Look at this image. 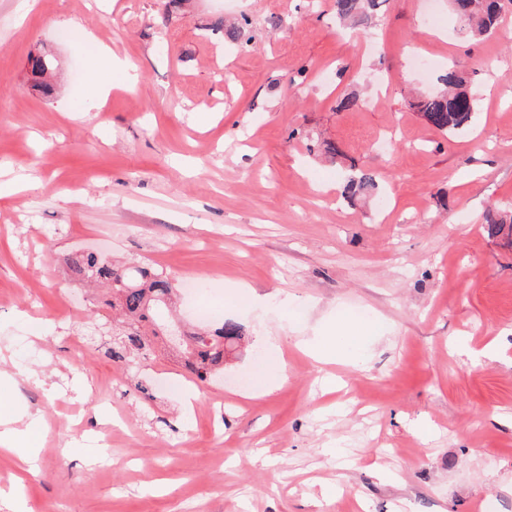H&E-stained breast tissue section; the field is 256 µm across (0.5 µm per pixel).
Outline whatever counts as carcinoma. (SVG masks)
Wrapping results in <instances>:
<instances>
[{
  "mask_svg": "<svg viewBox=\"0 0 512 512\" xmlns=\"http://www.w3.org/2000/svg\"><path fill=\"white\" fill-rule=\"evenodd\" d=\"M449 4L463 30L480 40L496 31L506 6H512V0H449ZM380 6L381 0H333L337 20L364 28ZM439 81L444 85L442 92L413 100L411 108L442 133L469 127L476 112L475 91L453 63L445 68ZM375 187V175L359 171L343 181L341 195L353 201ZM68 261L77 273L108 286L112 290V301L108 305L119 309L126 319L127 326L112 347V360L123 362L132 354L141 360L149 359L150 344L145 336H167L174 327L164 319V310L174 296L168 278L144 266L110 265L93 252L76 254ZM190 335L193 341L184 345L181 353L189 372L203 381L224 369L225 344L240 339L245 331L239 323L225 320L213 329L192 331Z\"/></svg>",
  "mask_w": 512,
  "mask_h": 512,
  "instance_id": "1",
  "label": "carcinoma"
}]
</instances>
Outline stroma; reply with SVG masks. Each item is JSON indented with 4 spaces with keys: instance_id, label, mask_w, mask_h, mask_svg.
<instances>
[{
    "instance_id": "obj_1",
    "label": "stroma",
    "mask_w": 512,
    "mask_h": 512,
    "mask_svg": "<svg viewBox=\"0 0 512 512\" xmlns=\"http://www.w3.org/2000/svg\"><path fill=\"white\" fill-rule=\"evenodd\" d=\"M100 44L138 81L97 103ZM450 62L481 95L447 135L406 100ZM1 179L0 370L41 421L30 471L0 451V512H512V244L483 222L512 220V12L477 41L448 0L347 37L331 0H0ZM84 250L177 280L188 326L243 324L223 377L162 336L114 362ZM340 319L364 333L317 368ZM376 177L374 174L366 171L353 172L347 177L341 186V195L350 201H353L369 190L375 189Z\"/></svg>"
}]
</instances>
